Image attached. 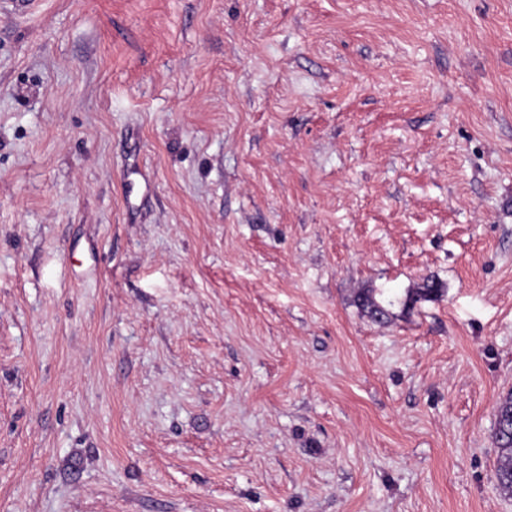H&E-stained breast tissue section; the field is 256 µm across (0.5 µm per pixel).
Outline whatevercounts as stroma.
<instances>
[{
    "mask_svg": "<svg viewBox=\"0 0 512 512\" xmlns=\"http://www.w3.org/2000/svg\"><path fill=\"white\" fill-rule=\"evenodd\" d=\"M511 390L512 0H0V512H512ZM494 439L497 447L496 476L499 488L512 493V391L496 404Z\"/></svg>",
    "mask_w": 512,
    "mask_h": 512,
    "instance_id": "obj_1",
    "label": "stroma"
}]
</instances>
